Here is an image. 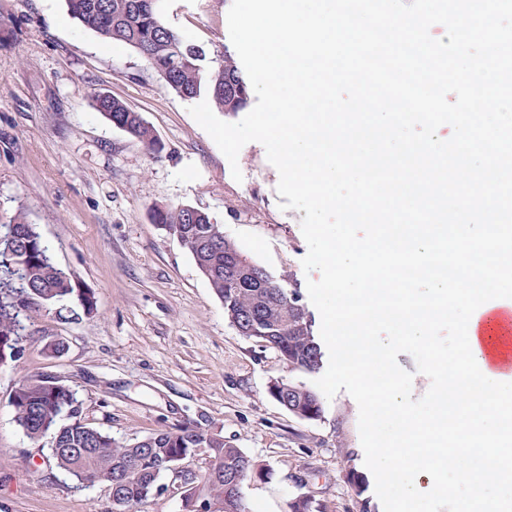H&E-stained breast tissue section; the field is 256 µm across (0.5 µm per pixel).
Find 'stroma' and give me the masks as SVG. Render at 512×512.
Masks as SVG:
<instances>
[{
	"instance_id": "obj_1",
	"label": "stroma",
	"mask_w": 512,
	"mask_h": 512,
	"mask_svg": "<svg viewBox=\"0 0 512 512\" xmlns=\"http://www.w3.org/2000/svg\"><path fill=\"white\" fill-rule=\"evenodd\" d=\"M232 0H164V24L209 53L237 59ZM106 93L140 113L163 143L152 154L94 105ZM178 96L131 47L74 19L66 0H0V224L24 213L55 263L93 292L97 310L50 306L25 320L19 360L0 365V512H113L106 482L79 485L47 462L51 439L30 440L8 397L21 380L53 375L79 418L131 443L192 424L268 469L244 484L251 512H285L298 495L318 512H383L364 464L359 407L346 392L298 418L269 393L276 380L312 384L270 348L240 336L188 250L153 220L190 205L284 287L307 290L302 212L281 209L264 146L244 145L242 181ZM63 351L51 352V342ZM365 477L364 490L347 479Z\"/></svg>"
}]
</instances>
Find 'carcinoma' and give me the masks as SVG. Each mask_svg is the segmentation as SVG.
<instances>
[{
    "instance_id": "cac0c4a2",
    "label": "carcinoma",
    "mask_w": 512,
    "mask_h": 512,
    "mask_svg": "<svg viewBox=\"0 0 512 512\" xmlns=\"http://www.w3.org/2000/svg\"><path fill=\"white\" fill-rule=\"evenodd\" d=\"M161 0H67L71 15L82 26L109 42L133 48L165 84L183 98L201 94L228 114L244 109L251 98L249 83L225 55L207 56L206 50L188 42L166 26L160 17ZM101 115L122 128L145 147L159 153L163 146L139 113L123 101L105 94L94 97ZM156 223L180 235L197 267L209 270L207 280L224 303V316L237 332L265 348L273 349L293 370L313 372L322 352L312 321L295 288L267 285L265 269L224 238L205 211L195 215L184 207L158 208ZM12 237L15 248L0 253V361H16L22 353L21 316L35 307L75 300L85 314L96 309L88 292H78L71 275L59 268L34 224L18 214L0 225V237ZM271 396L292 415L316 420L322 408L317 393L302 385L280 381ZM15 421L25 435L37 440L53 432V465L86 484L122 472L117 512L132 508L156 492L167 474L166 460L181 454L202 457L203 467L189 497L201 512L220 503L222 512H250L243 487L253 477L267 475L242 449L219 434L208 435L191 425L175 431L159 430L133 443H119L78 419L77 394L62 381L52 385L44 376L23 380L9 395ZM70 422H63V412Z\"/></svg>"
}]
</instances>
